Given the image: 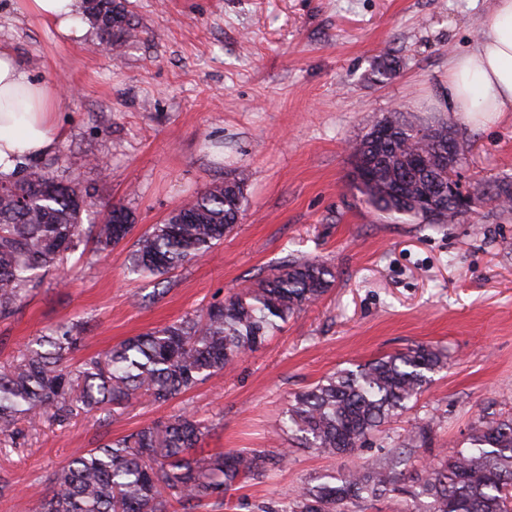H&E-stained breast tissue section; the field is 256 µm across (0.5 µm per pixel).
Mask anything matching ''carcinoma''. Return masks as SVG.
<instances>
[{
  "mask_svg": "<svg viewBox=\"0 0 512 512\" xmlns=\"http://www.w3.org/2000/svg\"><path fill=\"white\" fill-rule=\"evenodd\" d=\"M102 44L116 51L140 31L121 0H85ZM397 125L374 145L376 127ZM448 123L423 124L400 112L381 118L353 144L351 155L375 162L356 184L374 210L404 221L452 224L467 210L448 199ZM512 199V182L496 181L478 202ZM93 194L65 183L52 164H34L14 178L0 177V319L12 317L43 276L74 250L84 234L108 249L134 228L122 204L103 205L102 223L86 230L81 214ZM246 210L243 182L226 177L169 212L133 243L132 272L162 276L211 252ZM336 280L333 267L307 255H291L255 285L185 318L131 336L101 356L74 360L79 325L62 322L31 338L0 369V442L14 439L22 421L62 422L77 409L99 411L110 424L142 399L162 405L231 368L294 315L319 300ZM445 353L419 343L403 351L335 371L293 395L283 419L292 441L328 456H351L373 432L409 409L445 366ZM206 426L183 410L82 449L54 471L51 493L31 498L21 512H223L227 497L248 481L288 462V449H242L197 455ZM430 422L408 430L384 461L320 476L298 496L263 512H350L349 504L389 494L408 495L403 512H512V412L479 421L445 462L423 469L409 487L403 468L428 439Z\"/></svg>",
  "mask_w": 512,
  "mask_h": 512,
  "instance_id": "cac0c4a2",
  "label": "carcinoma"
}]
</instances>
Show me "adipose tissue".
I'll list each match as a JSON object with an SVG mask.
<instances>
[{
  "label": "adipose tissue",
  "mask_w": 512,
  "mask_h": 512,
  "mask_svg": "<svg viewBox=\"0 0 512 512\" xmlns=\"http://www.w3.org/2000/svg\"><path fill=\"white\" fill-rule=\"evenodd\" d=\"M24 8L66 37L81 36L82 0H22ZM58 87L37 81L0 47V174L54 152L65 137ZM448 108L474 123L512 112V0H495L476 46L448 64Z\"/></svg>",
  "instance_id": "adipose-tissue-1"
}]
</instances>
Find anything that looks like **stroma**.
<instances>
[{
	"label": "stroma",
	"instance_id": "obj_1",
	"mask_svg": "<svg viewBox=\"0 0 512 512\" xmlns=\"http://www.w3.org/2000/svg\"><path fill=\"white\" fill-rule=\"evenodd\" d=\"M494 0H125L138 41L103 51L90 21L66 37L0 0V45L31 75L70 88L58 175L102 202H119L136 233L191 194L243 179L247 210L213 253L161 277L129 274L130 244L98 251L83 238L17 314L0 320V366L57 323L83 326L82 356L186 316L252 285L288 254L336 272L323 299L224 374L163 405L136 402L99 428L85 415L21 423V445L0 450L12 485L0 512L49 490L55 470L181 410L210 428L202 454L287 445L290 397L322 377L415 343L445 349L446 368L415 406L355 456L297 450L252 480L253 502L295 498L316 477L382 460L399 434L433 422L412 465H434L478 420L512 406V206L477 209L453 224L403 223L350 186L348 147L394 109L445 120L464 159V191L512 178V114L485 125L449 111L448 61L471 48ZM396 62L377 74L382 51ZM107 160L108 172L95 166Z\"/></svg>",
	"mask_w": 512,
	"mask_h": 512
}]
</instances>
